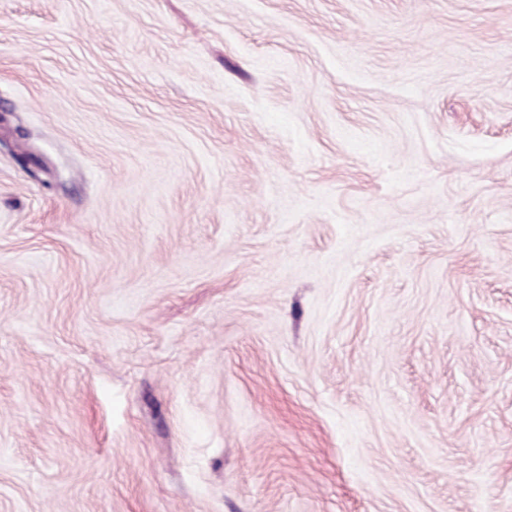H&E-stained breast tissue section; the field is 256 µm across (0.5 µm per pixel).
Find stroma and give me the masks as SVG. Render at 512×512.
Wrapping results in <instances>:
<instances>
[{
  "label": "stroma",
  "instance_id": "1",
  "mask_svg": "<svg viewBox=\"0 0 512 512\" xmlns=\"http://www.w3.org/2000/svg\"><path fill=\"white\" fill-rule=\"evenodd\" d=\"M0 512H512V0H0Z\"/></svg>",
  "mask_w": 512,
  "mask_h": 512
}]
</instances>
